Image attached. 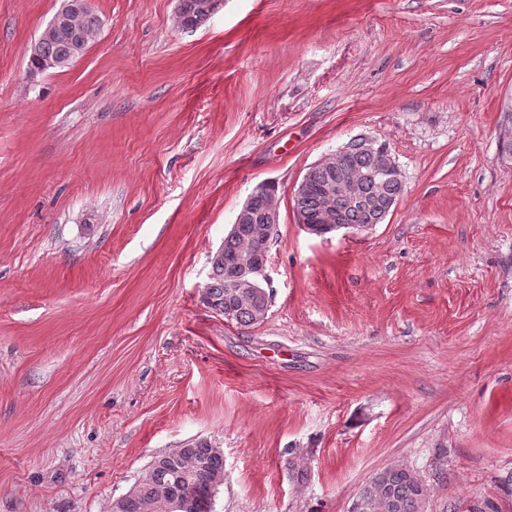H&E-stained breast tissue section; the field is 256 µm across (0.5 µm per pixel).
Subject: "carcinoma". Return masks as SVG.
I'll return each mask as SVG.
<instances>
[{
    "instance_id": "cac0c4a2",
    "label": "carcinoma",
    "mask_w": 512,
    "mask_h": 512,
    "mask_svg": "<svg viewBox=\"0 0 512 512\" xmlns=\"http://www.w3.org/2000/svg\"><path fill=\"white\" fill-rule=\"evenodd\" d=\"M218 0H180L178 19L185 29H193L207 20L217 9ZM96 14L71 13L60 28L40 35L30 46L28 62L46 70L67 67L82 55V46L93 43L100 33ZM376 159L361 148L356 140L348 141L343 170L358 187L359 201L336 202V225L360 232L384 221L403 193L399 179L380 180L371 177ZM332 174L322 170L313 173L314 188L303 197L300 209L309 223L318 222L324 198L320 186ZM265 201L256 198L236 233L224 237L221 248L211 260L209 282L203 293V304L220 314L234 311V322L251 326L263 321L269 311L270 295L263 287L266 280L267 255L262 253L253 265L250 287H230L229 267L238 256L250 252L252 232L262 223ZM153 477L139 483L120 502V512H163L161 506L177 502L193 494L204 501L217 496L219 487L213 482L224 477V452L199 441L179 455L171 452L155 457L151 465ZM428 489L412 470L391 466L376 473L360 490L352 512H423Z\"/></svg>"
}]
</instances>
